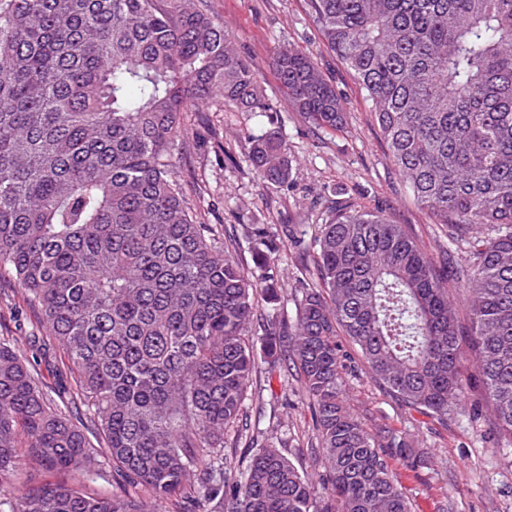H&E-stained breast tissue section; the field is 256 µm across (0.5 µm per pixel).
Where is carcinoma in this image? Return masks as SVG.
Instances as JSON below:
<instances>
[{
	"label": "carcinoma",
	"mask_w": 512,
	"mask_h": 512,
	"mask_svg": "<svg viewBox=\"0 0 512 512\" xmlns=\"http://www.w3.org/2000/svg\"><path fill=\"white\" fill-rule=\"evenodd\" d=\"M323 41L366 99L413 198L467 257L435 265L406 225L338 209L312 243L318 281L294 326L276 305L277 237L251 228L254 282L210 237L176 178L184 114L227 102L261 115L256 67L208 0H0V270L37 313L76 389L48 397L32 359L0 342V512H313L315 489L279 449L224 459L258 363L294 371L326 468L323 512H411L392 461L342 389L349 337L406 404L459 409L461 365L512 441V0H310ZM312 125L345 126L307 55L270 60ZM267 180L292 175L286 140L251 137ZM468 300L460 331L449 284ZM102 475L112 492L45 483L11 493L20 464Z\"/></svg>",
	"instance_id": "obj_1"
}]
</instances>
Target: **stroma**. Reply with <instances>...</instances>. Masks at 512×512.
<instances>
[{"label": "stroma", "mask_w": 512, "mask_h": 512, "mask_svg": "<svg viewBox=\"0 0 512 512\" xmlns=\"http://www.w3.org/2000/svg\"><path fill=\"white\" fill-rule=\"evenodd\" d=\"M217 22L228 30L241 56L261 70L269 109L265 117L232 104H214L204 113H188L180 137L182 158L177 178L199 223L225 244L236 260L254 269L251 228L271 234L289 225L292 234L277 253L279 314L295 323L297 299L305 282L316 277L310 246L320 224L337 206H362L406 225L437 263L461 260L465 247L450 243L445 230L430 223L393 166L372 108L350 73L325 46L307 0H210ZM313 59L340 95L347 113L343 130L315 128L289 104L268 61L279 48ZM276 131L293 159L290 183L273 184L249 160L250 136ZM32 314L17 285L0 280V340L31 354ZM345 396L369 432L385 427L402 436L422 456L418 467L395 460L393 472L413 512H512V446L500 437L483 400L474 362L462 369V406L440 421L399 400L379 383L359 347L343 336ZM272 445L321 485L325 473L316 446L312 414L295 379L258 371L248 390L238 430L224 438V455L245 467L251 445Z\"/></svg>", "instance_id": "1"}]
</instances>
